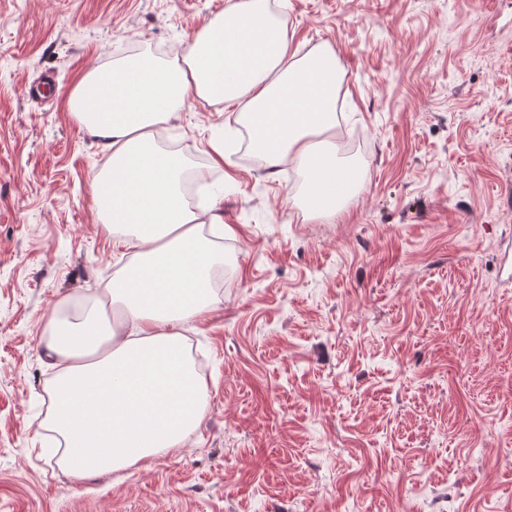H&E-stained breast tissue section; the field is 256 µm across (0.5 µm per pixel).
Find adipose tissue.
<instances>
[{"label": "adipose tissue", "instance_id": "1", "mask_svg": "<svg viewBox=\"0 0 512 512\" xmlns=\"http://www.w3.org/2000/svg\"><path fill=\"white\" fill-rule=\"evenodd\" d=\"M342 71L329 45L292 50L270 0H231L192 36L181 58L143 52L86 72L66 106L108 159L90 180L98 218L132 260L73 310L55 309L44 354L45 427L65 441L72 478L118 472L185 447L208 410V388L183 329L213 304L224 261L204 225L212 209L184 200V163L159 137L189 97L236 112L264 166H291L293 203L333 218L359 185L356 170L319 142L335 129ZM112 319H104L105 310Z\"/></svg>", "mask_w": 512, "mask_h": 512}]
</instances>
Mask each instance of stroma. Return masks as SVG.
Segmentation results:
<instances>
[{"mask_svg": "<svg viewBox=\"0 0 512 512\" xmlns=\"http://www.w3.org/2000/svg\"><path fill=\"white\" fill-rule=\"evenodd\" d=\"M226 3L0 0V512H512V0H286L293 46L343 70L337 136L362 137L328 221L190 98L162 138L187 171L234 142L185 196L224 221L223 284L187 332L208 412L123 477L60 465L45 324L122 265L89 189L106 156L64 100L100 64L182 52Z\"/></svg>", "mask_w": 512, "mask_h": 512, "instance_id": "35a3bbf8", "label": "stroma"}]
</instances>
